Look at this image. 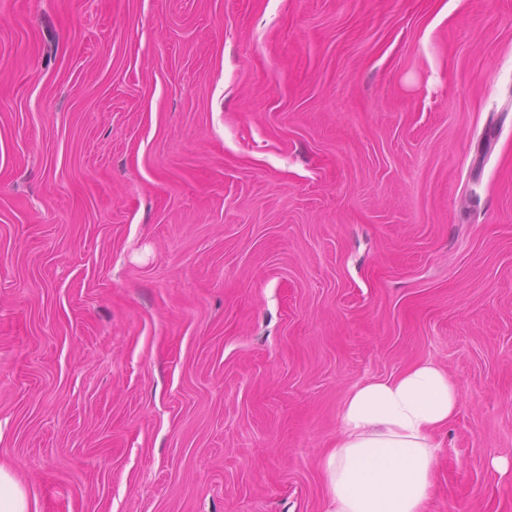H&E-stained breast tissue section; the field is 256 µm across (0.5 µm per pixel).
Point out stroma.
I'll return each mask as SVG.
<instances>
[{
  "label": "stroma",
  "mask_w": 512,
  "mask_h": 512,
  "mask_svg": "<svg viewBox=\"0 0 512 512\" xmlns=\"http://www.w3.org/2000/svg\"><path fill=\"white\" fill-rule=\"evenodd\" d=\"M424 360L426 512H512V0H0L30 512H326L346 396Z\"/></svg>",
  "instance_id": "1"
}]
</instances>
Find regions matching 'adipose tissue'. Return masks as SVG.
<instances>
[{"label": "adipose tissue", "mask_w": 512, "mask_h": 512, "mask_svg": "<svg viewBox=\"0 0 512 512\" xmlns=\"http://www.w3.org/2000/svg\"><path fill=\"white\" fill-rule=\"evenodd\" d=\"M458 406L455 380L431 361L356 386L322 462L328 512H425L441 450L436 434Z\"/></svg>", "instance_id": "adipose-tissue-1"}]
</instances>
